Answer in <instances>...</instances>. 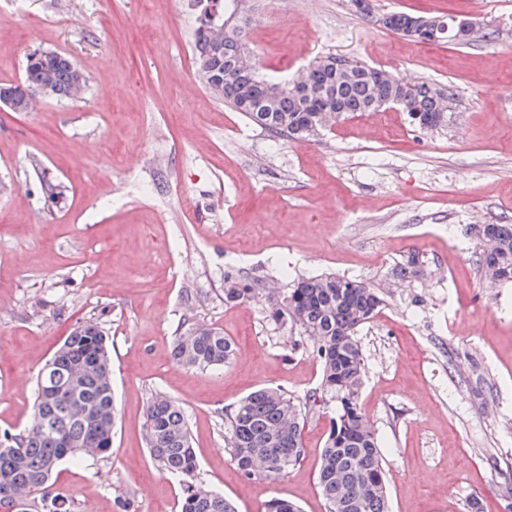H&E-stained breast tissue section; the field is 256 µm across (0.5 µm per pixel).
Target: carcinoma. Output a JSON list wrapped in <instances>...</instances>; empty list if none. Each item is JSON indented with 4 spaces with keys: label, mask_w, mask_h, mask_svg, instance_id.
I'll return each mask as SVG.
<instances>
[{
    "label": "carcinoma",
    "mask_w": 512,
    "mask_h": 512,
    "mask_svg": "<svg viewBox=\"0 0 512 512\" xmlns=\"http://www.w3.org/2000/svg\"><path fill=\"white\" fill-rule=\"evenodd\" d=\"M240 0H222L221 21L213 24L198 15L193 33L195 62L206 85L235 111L257 126L286 139L310 137L315 124L378 111V100L398 94L395 83L376 85L365 77L368 66L329 79L318 68L307 72L303 84L314 96L326 89L335 111L319 112L314 103L296 94L267 96L271 78L252 62L241 59L242 32L221 28ZM389 29H407L415 16L387 15ZM86 84L84 74L66 55L56 52L27 56L22 86L48 88L53 97L72 98ZM12 95L13 111L27 112L31 102L19 87L0 85ZM415 112L410 123L435 129L448 122L442 111L444 92L427 84L411 90ZM480 239L493 241L483 249L482 268L487 278L512 281V224H485ZM257 289L244 278L224 279V303L255 298ZM384 305V297L362 281L333 273L297 281L270 306L271 317H285L310 340L321 361L320 383L306 402L331 403L336 408L328 436L320 450L318 487L326 512H390L381 450L375 429L360 408L365 362L357 332ZM176 362L194 369L229 363L234 344L224 332L197 323L175 337ZM231 457L246 476L276 477L305 454L301 403L282 388H261L224 411ZM115 407L109 337L93 320L77 324L64 343L40 370L32 414L22 429L0 433V508L12 509L10 494L19 491L42 512H63L53 492L52 476L60 463L98 457L112 447ZM146 444L153 460L179 478L180 512H236L223 494L197 479V460L187 419L172 399L157 394L149 401L144 420Z\"/></svg>",
    "instance_id": "obj_1"
}]
</instances>
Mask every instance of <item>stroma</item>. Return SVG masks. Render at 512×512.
Listing matches in <instances>:
<instances>
[{
  "label": "stroma",
  "mask_w": 512,
  "mask_h": 512,
  "mask_svg": "<svg viewBox=\"0 0 512 512\" xmlns=\"http://www.w3.org/2000/svg\"><path fill=\"white\" fill-rule=\"evenodd\" d=\"M378 13L467 16L469 44H422L352 0H258L244 41L261 72L297 77L325 56L449 95L446 126L385 109L320 136L274 137L205 86L193 59L198 0H0V84L39 51L86 77L76 98L0 109V430L24 426L40 368L75 324L109 336L111 450L63 463L68 512H179L181 486L143 432L154 393L183 409L198 478L237 512L274 498L325 512L318 453L333 406L304 408L302 459L244 476L224 410L261 387L305 398L311 343L264 299L224 302V278L333 272L382 292L358 333L360 405L374 427L391 512H512V282L486 288L477 230L512 224V0H371ZM58 185L51 197L44 183ZM422 270L399 275L410 255ZM223 330L226 366L173 361L184 321Z\"/></svg>",
  "instance_id": "stroma-1"
}]
</instances>
